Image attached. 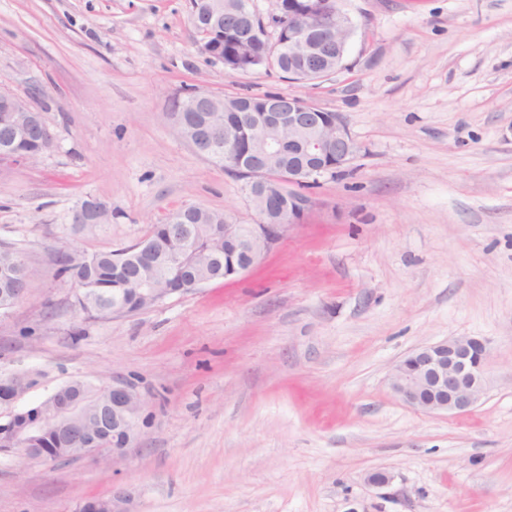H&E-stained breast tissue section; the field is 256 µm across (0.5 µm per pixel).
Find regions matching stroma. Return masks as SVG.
<instances>
[{
  "label": "stroma",
  "instance_id": "35a3bbf8",
  "mask_svg": "<svg viewBox=\"0 0 512 512\" xmlns=\"http://www.w3.org/2000/svg\"><path fill=\"white\" fill-rule=\"evenodd\" d=\"M343 6L345 69L301 85L210 60L190 0H0V88L39 90L55 134L0 169V243L34 270L0 313V373L32 379L0 421L116 378L147 420L113 465L0 452V512H78L118 487L134 512H512V0ZM193 89L301 97L361 151L245 275L86 319L60 253L134 245L188 205L259 221L245 179L169 118ZM88 197L112 212L91 232L72 222ZM452 336L488 341L485 397L406 406L394 367Z\"/></svg>",
  "mask_w": 512,
  "mask_h": 512
}]
</instances>
